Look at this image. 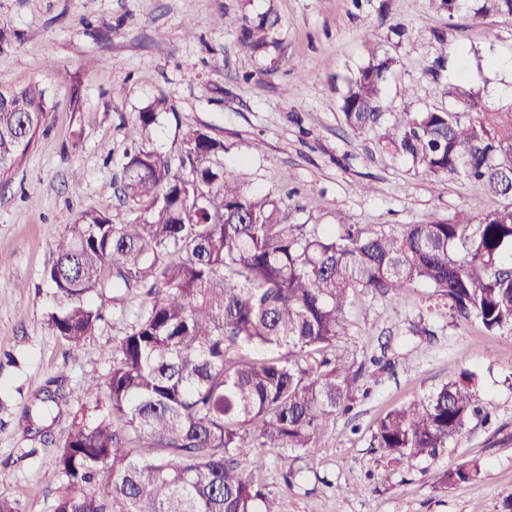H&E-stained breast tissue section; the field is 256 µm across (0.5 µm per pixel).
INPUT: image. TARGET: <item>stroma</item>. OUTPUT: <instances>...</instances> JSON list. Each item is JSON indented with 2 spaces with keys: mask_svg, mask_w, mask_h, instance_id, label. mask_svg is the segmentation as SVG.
Masks as SVG:
<instances>
[{
  "mask_svg": "<svg viewBox=\"0 0 512 512\" xmlns=\"http://www.w3.org/2000/svg\"><path fill=\"white\" fill-rule=\"evenodd\" d=\"M228 23L218 26L216 19ZM275 18L277 46L245 54L243 22ZM192 33H185V25ZM394 64L382 93L386 113L423 112L437 86L464 82L489 108L512 105V72L493 66L512 55V19L463 12L449 17L427 0H0V86H39L48 121L12 177H0V498L20 512H54L63 482L56 442L87 401L85 382L112 366L122 331L147 298L106 304L79 350L49 325L42 272L51 243L82 212L130 219L119 173L139 112L164 98L175 114L146 144L171 157L181 132L201 128L223 141L219 161L259 195H289L288 224H357L397 230L500 206L462 177L416 171L384 148L381 128L353 135L340 119L349 79L368 60V38ZM470 75L457 77L455 51ZM81 187L71 191V175ZM370 193H361V186ZM338 351L363 360L409 353V363L365 379L364 395L339 414L315 454L289 464L265 449L267 486L282 512H505L512 493V333L486 334L453 315L434 288L419 284L400 300L361 289L353 297ZM471 371L489 420L432 460L389 465L371 448L378 420ZM56 396L49 411L37 401ZM479 460L475 481L442 488L436 477ZM298 474L284 482L288 467Z\"/></svg>",
  "mask_w": 512,
  "mask_h": 512,
  "instance_id": "35a3bbf8",
  "label": "stroma"
}]
</instances>
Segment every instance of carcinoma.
<instances>
[{
	"label": "carcinoma",
	"mask_w": 512,
	"mask_h": 512,
	"mask_svg": "<svg viewBox=\"0 0 512 512\" xmlns=\"http://www.w3.org/2000/svg\"><path fill=\"white\" fill-rule=\"evenodd\" d=\"M471 0H428L452 18ZM475 13L512 16V0H477ZM274 23L242 26L240 49L268 44ZM392 59L373 51L349 80L344 125L384 128V146L431 177L462 176L503 204L471 226L441 219L368 233L285 224L282 200L254 195L219 166L224 142L182 132L178 159L142 136L172 111L158 99L138 114L120 176L136 217L81 213L53 243L42 273L53 331L72 349L97 323L106 292L152 297L112 346L104 381H87L88 404L58 443L63 490L54 512H281L267 490L261 448L314 454L366 374L409 360L356 363L336 353L358 288L397 299L418 283L448 299L489 335L512 333V108L492 111L460 85L436 88L453 102L427 112H381ZM0 107V175L28 151L47 117L44 91L10 87ZM188 173L183 174L181 170ZM247 349L266 353L249 358ZM481 413L471 381L445 383L387 412L373 447L389 463L434 458ZM255 448L249 470L239 458ZM479 461L438 474L448 488L477 479Z\"/></svg>",
	"instance_id": "carcinoma-1"
}]
</instances>
